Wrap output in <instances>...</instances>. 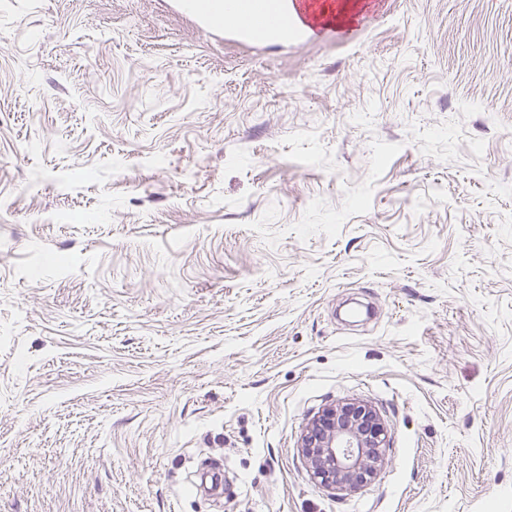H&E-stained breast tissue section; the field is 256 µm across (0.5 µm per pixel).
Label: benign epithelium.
<instances>
[{
  "instance_id": "obj_1",
  "label": "benign epithelium",
  "mask_w": 512,
  "mask_h": 512,
  "mask_svg": "<svg viewBox=\"0 0 512 512\" xmlns=\"http://www.w3.org/2000/svg\"><path fill=\"white\" fill-rule=\"evenodd\" d=\"M388 447L380 414L357 403L323 409L301 439L312 477L332 491L353 492L372 482L387 462Z\"/></svg>"
}]
</instances>
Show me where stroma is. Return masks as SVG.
I'll return each mask as SVG.
<instances>
[{
  "mask_svg": "<svg viewBox=\"0 0 512 512\" xmlns=\"http://www.w3.org/2000/svg\"><path fill=\"white\" fill-rule=\"evenodd\" d=\"M359 2L0 0V512H512V0ZM345 402L390 448L338 495ZM177 8L183 6L186 10L196 13L197 21H205L208 25L214 24L215 16L219 12L217 4L212 5L205 0H176ZM222 4L229 18L218 26L224 27L225 37L245 46L290 39H347L352 32L338 29L326 19L316 22L309 18L314 11L320 12L314 0H225ZM387 438L375 408L337 404L312 419L301 439V452L323 488L353 492L372 482L385 466Z\"/></svg>",
  "mask_w": 512,
  "mask_h": 512,
  "instance_id": "1",
  "label": "stroma"
}]
</instances>
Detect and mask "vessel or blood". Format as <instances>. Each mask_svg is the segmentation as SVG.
Here are the masks:
<instances>
[{"label": "vessel or blood", "mask_w": 512, "mask_h": 512, "mask_svg": "<svg viewBox=\"0 0 512 512\" xmlns=\"http://www.w3.org/2000/svg\"><path fill=\"white\" fill-rule=\"evenodd\" d=\"M229 17L224 35L249 46L260 42L279 43L349 38V31L329 21L312 20L309 10L315 0H225Z\"/></svg>", "instance_id": "obj_1"}]
</instances>
